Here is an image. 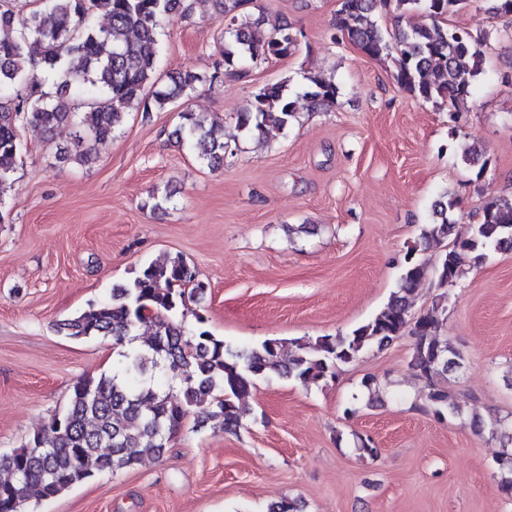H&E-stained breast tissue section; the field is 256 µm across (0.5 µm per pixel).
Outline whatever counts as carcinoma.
Masks as SVG:
<instances>
[{"mask_svg":"<svg viewBox=\"0 0 512 512\" xmlns=\"http://www.w3.org/2000/svg\"><path fill=\"white\" fill-rule=\"evenodd\" d=\"M251 2L224 0L223 63L211 75L177 72L164 82L156 74L160 29L170 13L189 12L185 0H0V96L7 98L0 112V194L12 184L24 150L19 137L24 125L50 133L62 123H77L89 136L86 142L78 139V159L87 161L95 146L124 123L131 105L146 113L163 110L239 62L288 54L297 33L286 21L270 22L262 10L246 12ZM471 2L341 0L334 37L370 57L394 55V80L402 89L457 113L484 72L488 34L448 24V17ZM391 6L401 16L418 12L429 22L398 25L386 33L374 15ZM99 15L106 25H98ZM307 81L304 97L315 108L336 105L334 82L319 75ZM297 100L288 83L268 85L237 114L234 129L248 135L270 125L286 128L296 119ZM180 118L179 142L199 161L213 168L224 165V126L206 128L188 111ZM483 155L476 144L459 148L462 163L480 165V176L487 166ZM456 205L452 198L438 203L436 219L421 230L420 245L454 236L448 212ZM482 212V221L471 225L467 236H454L432 269L416 258L420 245L408 248L399 288L386 307L335 336L273 338L233 349L205 328L199 313L192 331L176 322L187 302L205 293L182 256L146 264L132 280L112 288L111 298L56 323V332L71 339H112V373L78 381L65 410L28 442L0 454V512H23L24 505L53 499L97 473L163 457L194 409L235 432L246 416L242 401L257 378L274 373L327 384L365 350L404 336L413 337L409 367L426 387L421 409L437 418L463 416L448 391V375L463 367V356L439 334L448 314L445 289L456 286L490 253L512 251V199L488 198ZM427 279L442 290L440 301L415 316L411 295ZM464 425L498 446L493 451L503 472L498 489L512 498V419L472 413Z\"/></svg>","mask_w":512,"mask_h":512,"instance_id":"carcinoma-1","label":"carcinoma"}]
</instances>
